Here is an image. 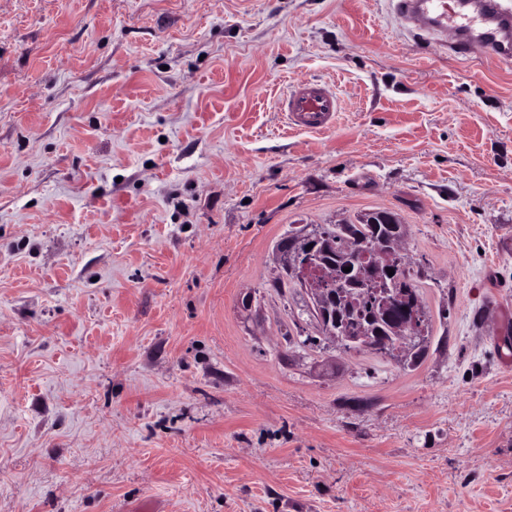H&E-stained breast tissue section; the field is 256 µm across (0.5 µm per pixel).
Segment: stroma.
I'll use <instances>...</instances> for the list:
<instances>
[{"label":"stroma","mask_w":512,"mask_h":512,"mask_svg":"<svg viewBox=\"0 0 512 512\" xmlns=\"http://www.w3.org/2000/svg\"><path fill=\"white\" fill-rule=\"evenodd\" d=\"M299 78L333 127L290 126ZM388 211L428 317L279 248ZM512 65L386 0H0V512H512ZM292 126L322 131L332 124L339 111L335 93L317 82L297 81L282 99Z\"/></svg>","instance_id":"stroma-1"}]
</instances>
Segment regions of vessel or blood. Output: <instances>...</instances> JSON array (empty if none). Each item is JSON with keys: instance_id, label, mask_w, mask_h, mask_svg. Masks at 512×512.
Instances as JSON below:
<instances>
[{"instance_id": "obj_1", "label": "vessel or blood", "mask_w": 512, "mask_h": 512, "mask_svg": "<svg viewBox=\"0 0 512 512\" xmlns=\"http://www.w3.org/2000/svg\"><path fill=\"white\" fill-rule=\"evenodd\" d=\"M395 16L413 29L444 35L450 52H475L512 60V0H390ZM290 125L321 131L332 124L339 102L324 85L297 81L282 100Z\"/></svg>"}]
</instances>
